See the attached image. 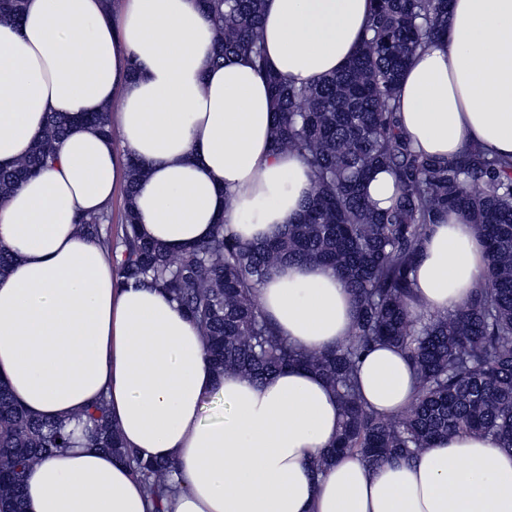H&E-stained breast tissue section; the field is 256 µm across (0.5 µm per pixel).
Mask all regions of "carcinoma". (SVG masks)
<instances>
[{
	"label": "carcinoma",
	"instance_id": "1",
	"mask_svg": "<svg viewBox=\"0 0 512 512\" xmlns=\"http://www.w3.org/2000/svg\"><path fill=\"white\" fill-rule=\"evenodd\" d=\"M195 2L217 31L211 62L245 58L265 77L275 104L273 149L303 157L313 197L274 242L243 243L225 234L221 222L208 241L173 255L139 232L134 194L143 169L129 158L117 238L107 209L79 217L86 237L110 252L120 283H149L172 296L199 327L218 372L261 382L299 365L326 380L336 391L341 421L336 442L313 463L317 474L343 455L357 454L373 467L409 461L458 433L490 436L512 448V157L492 156L476 142L452 160L430 157L401 131L395 107L410 58L426 42L447 39L448 0H374L371 24L346 66L301 86L266 67L260 36L265 0ZM24 5L0 0V20L18 21ZM87 121L115 136L110 110ZM68 126L63 114L50 115L27 158L0 169V201L55 163ZM379 168L388 169L397 186L386 209L362 190ZM451 210L463 211L485 242L484 285L454 314L414 316L411 273L431 226ZM286 261L331 266L348 283L356 320L336 347L298 349L263 312L258 288ZM377 344L404 351L414 371V399L399 414L374 411L356 389L360 359ZM82 416L87 444L127 464L153 512H167L174 463L143 460L126 448L105 398ZM70 444V433L30 415L1 383L0 512H23L30 468Z\"/></svg>",
	"mask_w": 512,
	"mask_h": 512
}]
</instances>
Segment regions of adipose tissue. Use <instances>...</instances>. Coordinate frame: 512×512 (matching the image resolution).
Segmentation results:
<instances>
[{"label":"adipose tissue","instance_id":"adipose-tissue-1","mask_svg":"<svg viewBox=\"0 0 512 512\" xmlns=\"http://www.w3.org/2000/svg\"><path fill=\"white\" fill-rule=\"evenodd\" d=\"M372 0H265L267 68L295 85L341 70L371 21ZM216 38L193 0H27L20 25L0 23V168L31 150L50 113L70 117L55 164L0 202V381L33 416L75 431L106 397L125 445L174 462L170 512H512V450L459 434L415 460L373 468L344 456L311 465L339 430L336 393L290 366L257 383L217 373L199 328L172 297L122 286L107 250L77 215L101 212L144 166L140 230L174 254L217 222L246 243L296 223L314 183L304 160L271 150L268 83L245 60L209 61ZM412 144L443 159L470 141L512 154V0H449L448 38L418 50L396 94ZM115 112L116 135L85 115ZM482 238L459 212L432 227L413 273L415 311L454 313L479 288ZM260 301L292 345L323 350L352 331L355 302L332 268L284 263ZM357 386L384 414L410 400L400 349L362 359ZM222 397L223 420L205 422ZM25 512H149L131 469L76 435L26 479Z\"/></svg>","mask_w":512,"mask_h":512}]
</instances>
